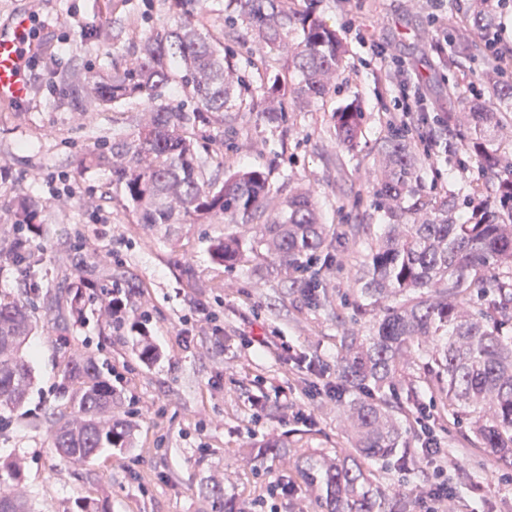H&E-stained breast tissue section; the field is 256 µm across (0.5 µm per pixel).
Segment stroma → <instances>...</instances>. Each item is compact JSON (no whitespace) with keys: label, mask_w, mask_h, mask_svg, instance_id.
Listing matches in <instances>:
<instances>
[{"label":"stroma","mask_w":512,"mask_h":512,"mask_svg":"<svg viewBox=\"0 0 512 512\" xmlns=\"http://www.w3.org/2000/svg\"><path fill=\"white\" fill-rule=\"evenodd\" d=\"M468 5L442 2L452 21L448 49L456 60L448 66L431 51L438 28L430 0H295L299 12L315 14L342 36L346 56L327 95L306 104L289 96L285 113L271 123L244 103L261 96L271 76L284 73L283 58L252 54L249 26L224 22L227 0H194L196 23L223 31L241 79L238 107L198 132L202 156L224 152L223 165L208 164L204 175L220 182L240 168L262 169L271 212L290 191L313 193L332 231L328 249L315 262L322 276L320 298L313 301L269 259L214 263L211 241L235 232V225L185 224L177 235L164 236L133 223L111 168L78 164L88 148H111L129 134L149 104L132 99L80 112L67 82L110 76L146 37L175 25L182 10L174 0H0V27L13 11L26 10L39 18L42 33L30 60L27 108H0V167L10 173L0 183V290L33 301L38 323L27 342L34 376L28 400L20 410L0 413V458L22 457V480H0V492L26 494L36 512H78L84 500L99 512H211L202 483L215 475L223 478L224 497L235 512H249L269 484L281 479L293 492L276 500V512H322L296 460L329 461L350 447L345 400L307 398L309 375L279 353L258 355L240 340L281 337L334 375L343 332L368 333L372 317L356 310L352 283L388 221L377 193V160L399 126L398 91L382 80L373 46L388 43L419 75L431 114L500 108L484 78L486 34L466 24ZM354 100L364 124L357 146L347 151L336 144L332 115ZM466 131L457 126L426 152L418 132H408L415 166L406 203L454 199L448 217L458 223L492 202V193L473 191L482 167L459 146ZM19 195L35 198L44 224L32 243L42 268L34 291L25 289L8 254L11 201ZM116 278L130 288V316L145 321L159 358L144 360L139 336L109 327L96 303L83 324L64 334L53 329L58 310L52 297L65 295L73 282L108 287ZM202 309L207 318H199ZM187 319L195 323L189 346L180 334ZM78 351L96 359L120 396L117 412L136 425L132 448L102 449L85 465L52 450L46 422L50 412L63 409L61 371ZM258 396L267 402L261 412L251 404ZM394 399L404 408L403 445L396 456L369 464L382 491L420 499L428 467L417 464L405 473L396 458L416 448L415 407L425 403L448 450L457 512H512V468L496 464L486 449L468 447L466 436L442 417L436 392L422 384L411 391L401 383ZM298 406L311 411L315 426L294 419ZM269 444L279 445V457L256 455V448Z\"/></svg>","instance_id":"obj_1"}]
</instances>
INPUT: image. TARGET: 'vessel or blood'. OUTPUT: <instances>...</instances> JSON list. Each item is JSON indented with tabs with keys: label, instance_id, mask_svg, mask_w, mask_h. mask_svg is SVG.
I'll list each match as a JSON object with an SVG mask.
<instances>
[{
	"label": "vessel or blood",
	"instance_id": "vessel-or-blood-1",
	"mask_svg": "<svg viewBox=\"0 0 512 512\" xmlns=\"http://www.w3.org/2000/svg\"><path fill=\"white\" fill-rule=\"evenodd\" d=\"M33 19L14 15L8 26L0 28V103L17 106L31 94L28 78V49L34 41Z\"/></svg>",
	"mask_w": 512,
	"mask_h": 512
}]
</instances>
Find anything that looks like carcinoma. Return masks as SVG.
I'll return each instance as SVG.
<instances>
[{
	"label": "carcinoma",
	"instance_id": "1",
	"mask_svg": "<svg viewBox=\"0 0 512 512\" xmlns=\"http://www.w3.org/2000/svg\"><path fill=\"white\" fill-rule=\"evenodd\" d=\"M234 6L225 22L244 18L262 49L285 54L287 68L301 77L296 94L308 98L328 94L343 65L344 46L336 30L317 17L295 12L291 0H229ZM471 25L479 28L493 16L476 0ZM302 39L288 41L295 28ZM189 88L191 101L174 107L149 109L144 121L124 139L112 143L111 154L96 147L80 159L84 167H112V183L132 203L135 223L162 228L220 219L226 224H250L245 244L229 235L211 241L209 253L218 264L237 263L246 254L266 255L286 269L299 270L326 246L327 225L308 192L295 191L273 217H264L269 192L265 172L248 168L222 183L206 181L205 161L197 150V130L211 117H224L238 82L224 48V33L197 27L190 16L175 27L146 38L122 67L87 86L67 84L75 106L87 96L98 104L129 99L154 101L171 80L172 70ZM485 79L500 95L512 99V86L499 84L494 57L488 58ZM288 92L274 77L267 94L247 104L251 112L270 119L278 109L270 97ZM498 112H477L473 132L464 147L480 153L483 179L500 197L512 178H501L500 162L485 152L489 136L502 128ZM338 146L352 148L361 133L363 112L349 105L334 113ZM413 159L402 136L382 150L379 194L390 217L404 209ZM407 224H385L371 246L368 260L353 289L357 306L375 310L367 336L340 337L341 380L369 395L348 405L345 422L353 446L327 464H307L309 488L326 512H411V502L392 501L374 484L367 462L385 458L401 442L402 407L388 392L402 373L419 363L432 368L430 381L439 395L442 413L467 425L478 447L512 466V202L495 210L448 223V201L428 208L420 203L408 210ZM14 241L42 227L37 201L20 196L14 204ZM24 264L27 280L40 272V258L28 249L11 250ZM88 285H73L58 329L83 321L90 299ZM37 320L26 302L0 293V409L17 410L26 403L33 372L25 353ZM69 411L52 414L48 427L51 448L70 463H85L102 448H130L132 424L114 414L118 395L103 377L95 358L80 354L62 371ZM204 492L211 512H229L224 487L212 480ZM0 512H32L23 494H0Z\"/></svg>",
	"mask_w": 512,
	"mask_h": 512
}]
</instances>
